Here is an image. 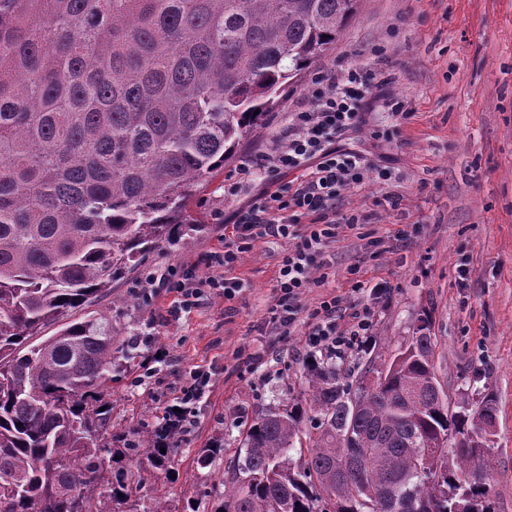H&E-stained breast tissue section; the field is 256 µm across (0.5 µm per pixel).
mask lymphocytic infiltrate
<instances>
[{
	"label": "lymphocytic infiltrate",
	"instance_id": "lymphocytic-infiltrate-1",
	"mask_svg": "<svg viewBox=\"0 0 512 512\" xmlns=\"http://www.w3.org/2000/svg\"><path fill=\"white\" fill-rule=\"evenodd\" d=\"M377 86V73L367 66L317 73L307 96L287 113L282 132L241 164L237 180L228 187V195L235 196L254 179L264 181L247 205L227 218L237 240L278 237L295 242L281 261L273 289L271 324L283 335H290L298 322L300 299L314 285V272L323 267L327 243L335 238L339 226L352 230L359 224L355 215L338 220L337 199L363 185L368 177L382 182L389 179L385 168L336 144L338 138L362 126L366 102ZM148 284L172 289L178 296V309L185 311L196 304L204 289H222L229 300L243 288L240 279L200 278L190 269L179 279L164 273ZM352 290L360 294V301L351 303L335 296L310 312L304 340L307 361H317L322 355L339 358L349 349L369 344L375 306L390 294L391 286L384 280H358ZM341 318L348 322L343 330L336 325Z\"/></svg>",
	"mask_w": 512,
	"mask_h": 512
}]
</instances>
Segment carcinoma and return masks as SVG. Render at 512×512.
<instances>
[{"mask_svg": "<svg viewBox=\"0 0 512 512\" xmlns=\"http://www.w3.org/2000/svg\"><path fill=\"white\" fill-rule=\"evenodd\" d=\"M358 2L0 0V475L25 480L0 483V512H139L126 473L99 474L95 432L130 435L104 410L112 323L64 318L172 240ZM435 348L425 322L354 386L309 367L312 447L289 455L304 408L257 415L211 512H496L492 445L458 436L498 405L449 412ZM178 432L170 417L143 439L154 467Z\"/></svg>", "mask_w": 512, "mask_h": 512, "instance_id": "1", "label": "carcinoma"}]
</instances>
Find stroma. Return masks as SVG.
I'll return each instance as SVG.
<instances>
[{
  "mask_svg": "<svg viewBox=\"0 0 512 512\" xmlns=\"http://www.w3.org/2000/svg\"><path fill=\"white\" fill-rule=\"evenodd\" d=\"M383 46L392 81L376 93L366 129L344 136L341 148L386 167L383 184L351 189L336 203L338 216H367L340 228L324 255L328 278L301 298L310 312L325 298L348 294L361 278L383 279L392 290L378 307L369 347L336 362L354 377L369 360L390 361L422 321L437 340L434 365L450 405L493 395L499 413L494 436L493 490L497 512H512V0H361L357 16L336 45L301 73L232 161L192 200L190 215L203 230L182 231L174 244L151 250L129 273L98 292L91 310L104 312L114 335L136 339L132 359L121 360L108 400L113 423L153 430L177 405L196 369L212 375L210 392L195 406V424L177 438L168 468L139 452L106 442L101 471L124 470L141 507L166 512H210L231 477L242 431L262 411L309 407L304 325L275 336L268 323L278 265L291 241L269 237L243 245L232 270L245 288L233 299L210 290L188 312L172 313V293H136L148 274L212 270L205 256L224 249V217L245 205L228 198L241 163L276 136L315 72L334 65H369ZM403 100L407 117L391 105ZM400 199L398 207L386 195ZM408 239H396L398 230ZM471 273L460 280L459 264ZM222 447L208 466L204 449Z\"/></svg>",
  "mask_w": 512,
  "mask_h": 512,
  "instance_id": "stroma-1",
  "label": "stroma"
}]
</instances>
